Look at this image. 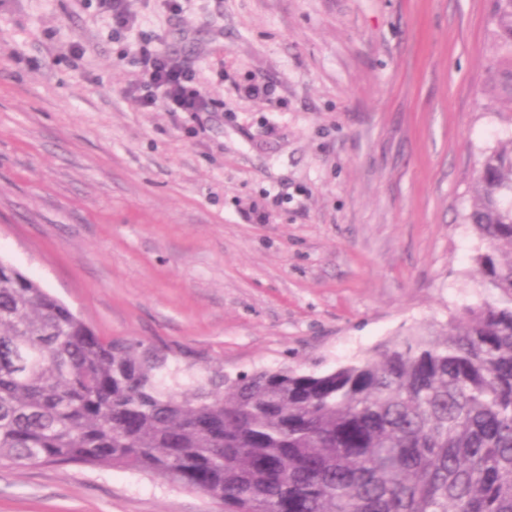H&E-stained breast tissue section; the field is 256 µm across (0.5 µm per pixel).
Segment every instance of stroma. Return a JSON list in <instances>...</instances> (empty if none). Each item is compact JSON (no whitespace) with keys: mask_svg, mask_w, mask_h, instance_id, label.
Masks as SVG:
<instances>
[{"mask_svg":"<svg viewBox=\"0 0 512 512\" xmlns=\"http://www.w3.org/2000/svg\"><path fill=\"white\" fill-rule=\"evenodd\" d=\"M0 0V260L182 380L328 371L489 298L464 216L494 112L490 0ZM199 112L142 108L136 51ZM256 82L277 103L249 98ZM0 512H219L128 469L0 468ZM141 82L139 100L148 108L159 93L169 112H199L206 107V98L195 72L176 61L164 50L152 48L146 42L139 48Z\"/></svg>","mask_w":512,"mask_h":512,"instance_id":"obj_1","label":"stroma"}]
</instances>
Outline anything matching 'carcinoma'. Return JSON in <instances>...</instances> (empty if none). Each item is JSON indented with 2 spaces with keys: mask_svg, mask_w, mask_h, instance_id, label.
I'll use <instances>...</instances> for the list:
<instances>
[{
  "mask_svg": "<svg viewBox=\"0 0 512 512\" xmlns=\"http://www.w3.org/2000/svg\"><path fill=\"white\" fill-rule=\"evenodd\" d=\"M491 2L496 111L511 112L512 0ZM465 221L496 294L441 331L185 391L0 260V468H130L203 486L223 512H512V138L483 155Z\"/></svg>",
  "mask_w": 512,
  "mask_h": 512,
  "instance_id": "obj_1",
  "label": "carcinoma"
}]
</instances>
